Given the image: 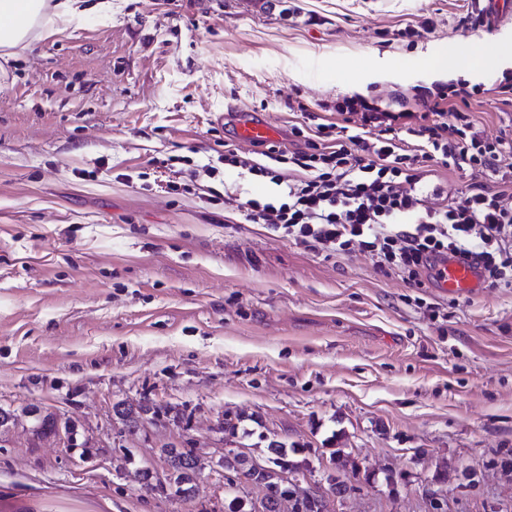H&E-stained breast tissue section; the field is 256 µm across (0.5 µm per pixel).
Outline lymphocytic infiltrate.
<instances>
[{"instance_id":"1","label":"lymphocytic infiltrate","mask_w":512,"mask_h":512,"mask_svg":"<svg viewBox=\"0 0 512 512\" xmlns=\"http://www.w3.org/2000/svg\"><path fill=\"white\" fill-rule=\"evenodd\" d=\"M480 88L449 85L389 109L366 103L345 109L343 125L293 127L294 149L270 146L267 163L226 154V161L279 186L278 195L239 202L247 221L266 225L311 250H360L383 272L412 288L437 257L480 268L492 288L512 289V205L484 185L442 200L432 185L438 168L492 170L512 138L481 136L469 110ZM421 138V151L402 146ZM436 204H427V196Z\"/></svg>"}]
</instances>
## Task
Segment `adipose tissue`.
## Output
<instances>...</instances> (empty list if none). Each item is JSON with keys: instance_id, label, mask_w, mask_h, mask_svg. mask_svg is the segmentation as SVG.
I'll list each match as a JSON object with an SVG mask.
<instances>
[{"instance_id": "ef3b65f1", "label": "adipose tissue", "mask_w": 512, "mask_h": 512, "mask_svg": "<svg viewBox=\"0 0 512 512\" xmlns=\"http://www.w3.org/2000/svg\"><path fill=\"white\" fill-rule=\"evenodd\" d=\"M84 0H0V58L14 57L15 50L34 27L44 23L66 25L84 15Z\"/></svg>"}]
</instances>
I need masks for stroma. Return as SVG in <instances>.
<instances>
[{"label": "stroma", "instance_id": "1", "mask_svg": "<svg viewBox=\"0 0 512 512\" xmlns=\"http://www.w3.org/2000/svg\"><path fill=\"white\" fill-rule=\"evenodd\" d=\"M473 5L112 0L18 48L0 78V512H225V454L262 458L268 438L301 447L323 512H512V292L412 288L224 204L279 192L224 164L266 161L234 139L239 113L291 147L386 55L402 66L368 84L373 106L424 92L422 58L494 45L469 110L512 131V23L460 25ZM118 404L148 411L130 430ZM34 408L76 435L39 434ZM172 447L200 460L186 498L166 488Z\"/></svg>", "mask_w": 512, "mask_h": 512}]
</instances>
